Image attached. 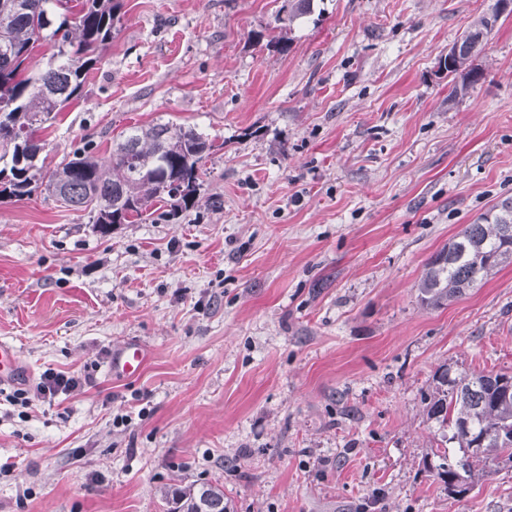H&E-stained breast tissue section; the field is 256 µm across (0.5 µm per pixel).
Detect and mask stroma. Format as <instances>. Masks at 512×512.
I'll return each mask as SVG.
<instances>
[{
	"label": "stroma",
	"instance_id": "obj_1",
	"mask_svg": "<svg viewBox=\"0 0 512 512\" xmlns=\"http://www.w3.org/2000/svg\"><path fill=\"white\" fill-rule=\"evenodd\" d=\"M490 0H122L85 99L44 132L45 169L132 125H195L221 149L173 221L101 234L37 193L0 199V512H165L220 482L235 512H512V463L450 499L423 396L440 365L512 372V266L439 309L415 285L512 197V14L448 99L440 68ZM150 349L140 378L114 344ZM91 374L11 405L46 369ZM314 12V0H288V12L285 16H281L280 13L275 18L276 26L271 28L272 33L277 29L280 30L278 35H268V43L281 44L284 42V36H282V30L288 25L290 28L295 21L310 16ZM150 358L149 348L140 340L126 339L112 349L108 373L115 380L139 377ZM23 376L18 351L5 341H0V384L12 383Z\"/></svg>",
	"mask_w": 512,
	"mask_h": 512
}]
</instances>
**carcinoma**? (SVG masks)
I'll use <instances>...</instances> for the list:
<instances>
[{
  "label": "carcinoma",
  "instance_id": "carcinoma-1",
  "mask_svg": "<svg viewBox=\"0 0 512 512\" xmlns=\"http://www.w3.org/2000/svg\"><path fill=\"white\" fill-rule=\"evenodd\" d=\"M0 0V197L20 201L44 189L56 200L90 210L103 234L114 224L153 220V207L169 205L161 216L175 219L197 204L206 174L205 159L221 149L184 122L134 125L112 139L102 157L90 141L51 172L39 165L49 128L59 112L84 97L88 69L101 60L120 21L121 0ZM493 0L450 49L446 70L458 77L448 94L452 102L471 87L475 61L503 11ZM314 12V0H288L286 15L271 31L282 30ZM44 37L54 51L34 60L35 39ZM512 265V197H505L478 222L467 224L425 264L417 301L441 308ZM443 364L434 372L423 399L426 420L436 428L434 468L448 496L470 491L479 466L505 458L512 462V373L472 371L449 375ZM481 451L472 453L474 443ZM167 512H230L218 483L176 485L164 491Z\"/></svg>",
  "mask_w": 512,
  "mask_h": 512
}]
</instances>
